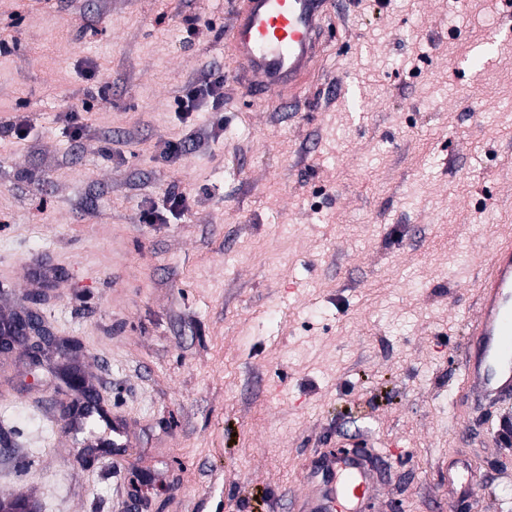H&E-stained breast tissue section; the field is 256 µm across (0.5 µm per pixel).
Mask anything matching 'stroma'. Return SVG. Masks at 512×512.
Returning a JSON list of instances; mask_svg holds the SVG:
<instances>
[{
	"label": "stroma",
	"mask_w": 512,
	"mask_h": 512,
	"mask_svg": "<svg viewBox=\"0 0 512 512\" xmlns=\"http://www.w3.org/2000/svg\"><path fill=\"white\" fill-rule=\"evenodd\" d=\"M231 2L0 0V317L36 307L77 344L0 354V498L289 512L313 452L361 429L402 443L367 512H512V403L454 414L474 285L512 236V0H356L294 112L248 108ZM214 68L223 103L178 112ZM455 456L478 467L461 502Z\"/></svg>",
	"instance_id": "1"
}]
</instances>
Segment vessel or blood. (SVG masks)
<instances>
[{
  "label": "vessel or blood",
  "instance_id": "b4317fda",
  "mask_svg": "<svg viewBox=\"0 0 512 512\" xmlns=\"http://www.w3.org/2000/svg\"><path fill=\"white\" fill-rule=\"evenodd\" d=\"M350 0H233L230 49L233 76L252 106L274 105L293 112L299 93L324 48L328 9L346 15ZM478 307L466 326L463 378L456 405L468 406L469 392L482 401L512 399V238L490 249L475 284ZM339 450L313 457L293 512H365L390 477L389 457L374 451L362 430L340 434ZM448 486L462 495L477 483L473 463L452 459Z\"/></svg>",
  "mask_w": 512,
  "mask_h": 512
}]
</instances>
